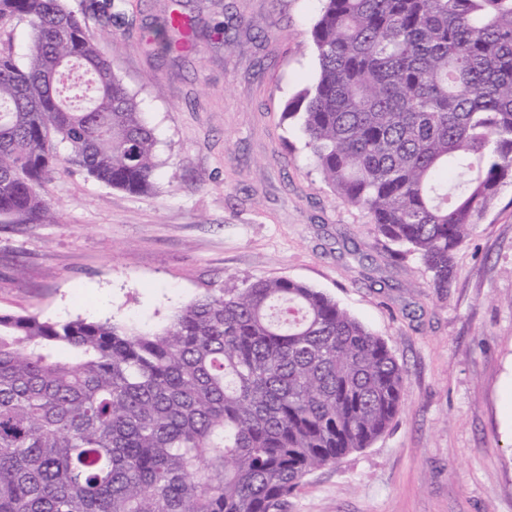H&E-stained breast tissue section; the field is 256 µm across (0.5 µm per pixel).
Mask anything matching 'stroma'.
<instances>
[{"label": "stroma", "instance_id": "1", "mask_svg": "<svg viewBox=\"0 0 512 512\" xmlns=\"http://www.w3.org/2000/svg\"><path fill=\"white\" fill-rule=\"evenodd\" d=\"M88 3L67 0L153 128L160 166L133 194L67 164L42 189L55 223L0 218V311L156 330L206 288L303 282L383 338L406 384L387 431L308 474L281 512H512V185L437 294L281 118L318 72L319 0H114L103 15ZM175 5L198 36L166 52Z\"/></svg>", "mask_w": 512, "mask_h": 512}]
</instances>
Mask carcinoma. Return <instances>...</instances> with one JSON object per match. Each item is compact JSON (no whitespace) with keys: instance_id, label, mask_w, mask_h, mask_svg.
<instances>
[{"instance_id":"1","label":"carcinoma","mask_w":512,"mask_h":512,"mask_svg":"<svg viewBox=\"0 0 512 512\" xmlns=\"http://www.w3.org/2000/svg\"><path fill=\"white\" fill-rule=\"evenodd\" d=\"M300 124L324 181L449 288L456 252L512 182V0H321ZM173 10L163 47L182 38ZM0 54V217L47 224L64 163L151 189L156 137L64 0ZM66 145L62 159L53 142ZM405 371L322 291L288 278L206 288L155 332L0 313V512H279L309 472L381 436Z\"/></svg>"}]
</instances>
